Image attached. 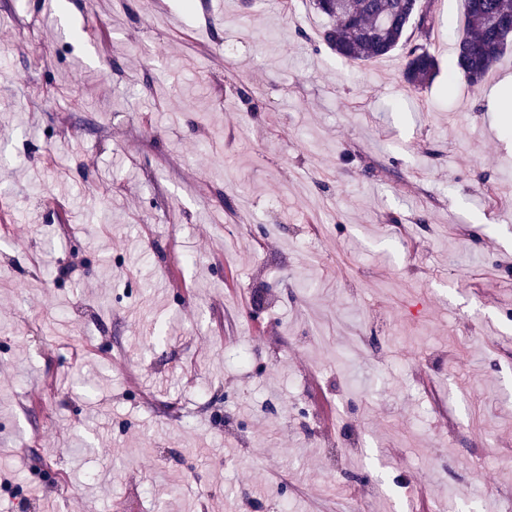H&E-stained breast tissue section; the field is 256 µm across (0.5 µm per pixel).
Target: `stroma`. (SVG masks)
Here are the masks:
<instances>
[{"label": "stroma", "mask_w": 512, "mask_h": 512, "mask_svg": "<svg viewBox=\"0 0 512 512\" xmlns=\"http://www.w3.org/2000/svg\"><path fill=\"white\" fill-rule=\"evenodd\" d=\"M326 25L0 0V512H512V52L411 95Z\"/></svg>", "instance_id": "obj_1"}]
</instances>
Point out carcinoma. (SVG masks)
Segmentation results:
<instances>
[{"instance_id":"1","label":"carcinoma","mask_w":512,"mask_h":512,"mask_svg":"<svg viewBox=\"0 0 512 512\" xmlns=\"http://www.w3.org/2000/svg\"><path fill=\"white\" fill-rule=\"evenodd\" d=\"M434 0H313L327 18L323 41L337 55L361 64L402 52V77L418 90L439 70L428 47L436 22ZM512 0H465V25L454 41L448 80L479 87L512 50Z\"/></svg>"}]
</instances>
